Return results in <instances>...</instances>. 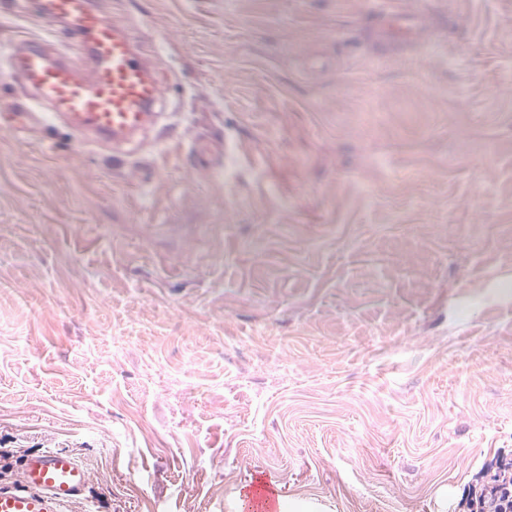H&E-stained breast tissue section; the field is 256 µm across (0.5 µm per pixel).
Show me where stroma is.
I'll list each match as a JSON object with an SVG mask.
<instances>
[{"mask_svg": "<svg viewBox=\"0 0 512 512\" xmlns=\"http://www.w3.org/2000/svg\"><path fill=\"white\" fill-rule=\"evenodd\" d=\"M162 82L122 150L0 123V449L98 512H471L512 460V0H104ZM37 0H0V114ZM231 158H224L223 149ZM422 0H366V14L384 23L386 37L411 43L425 37L426 9ZM275 502L273 489L265 483L256 482L253 486L251 496L246 503V510L249 512L272 511Z\"/></svg>", "mask_w": 512, "mask_h": 512, "instance_id": "1", "label": "stroma"}]
</instances>
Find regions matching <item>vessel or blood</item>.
Instances as JSON below:
<instances>
[{
	"label": "vessel or blood",
	"mask_w": 512,
	"mask_h": 512,
	"mask_svg": "<svg viewBox=\"0 0 512 512\" xmlns=\"http://www.w3.org/2000/svg\"><path fill=\"white\" fill-rule=\"evenodd\" d=\"M38 15L52 32L81 48L90 74L83 77L43 38L24 40L9 60L11 76L30 89L45 115L61 119L78 140L121 144L139 134L155 115L163 90L148 59L127 30L109 21L98 0H38ZM366 13L380 20L388 39L410 43L426 34L423 0H366ZM89 468L66 448L24 456L20 483L0 488V512H66L88 503ZM275 493L255 483L247 512H272Z\"/></svg>",
	"instance_id": "vessel-or-blood-1"
}]
</instances>
